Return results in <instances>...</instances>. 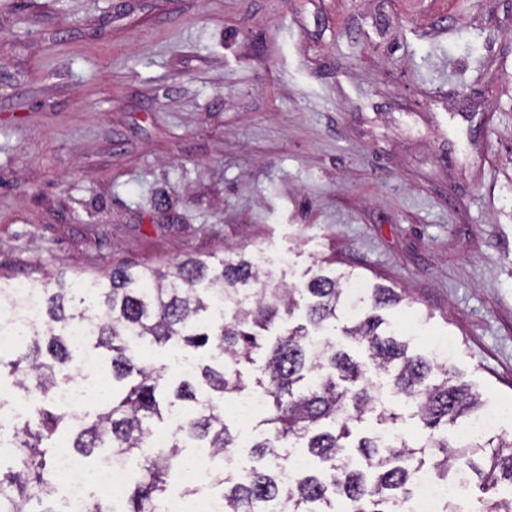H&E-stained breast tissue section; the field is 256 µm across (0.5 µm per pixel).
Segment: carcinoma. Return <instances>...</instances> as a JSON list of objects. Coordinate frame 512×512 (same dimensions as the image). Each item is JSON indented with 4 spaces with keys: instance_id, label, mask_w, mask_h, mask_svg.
<instances>
[{
    "instance_id": "1",
    "label": "carcinoma",
    "mask_w": 512,
    "mask_h": 512,
    "mask_svg": "<svg viewBox=\"0 0 512 512\" xmlns=\"http://www.w3.org/2000/svg\"><path fill=\"white\" fill-rule=\"evenodd\" d=\"M353 272H319L302 288L276 282L242 254L214 264L191 257L162 270L117 266L84 281L57 278L40 289V320L22 324L14 346L0 351V385L12 386L34 417L10 428L0 423V512H62L54 486L60 445L81 457L96 449L134 460L135 482L122 512H160L168 478L186 448H208L250 459L244 480L216 472L224 512H400L415 473L471 482L481 493L477 512H512V435L448 442V427L479 413L483 394L458 383L445 362L408 353L379 311L405 300L392 288L353 296L344 288ZM12 282L0 281V312L18 309ZM308 299L305 323L284 332L296 296ZM77 325L87 340L69 341ZM167 347L190 360L172 376L165 363L143 352ZM96 362L102 397L92 408H72L57 392L72 382L74 355ZM265 405L253 437L241 448L224 403L242 395ZM406 406L422 430L410 442L358 433L367 419L384 428ZM175 424L169 447L152 452V433ZM300 446L321 467L293 483L278 478L282 460Z\"/></svg>"
}]
</instances>
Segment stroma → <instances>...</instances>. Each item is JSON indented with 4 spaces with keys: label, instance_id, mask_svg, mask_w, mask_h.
<instances>
[{
    "label": "stroma",
    "instance_id": "1",
    "mask_svg": "<svg viewBox=\"0 0 512 512\" xmlns=\"http://www.w3.org/2000/svg\"><path fill=\"white\" fill-rule=\"evenodd\" d=\"M0 32L1 278L332 258L512 433V0H0Z\"/></svg>",
    "mask_w": 512,
    "mask_h": 512
}]
</instances>
